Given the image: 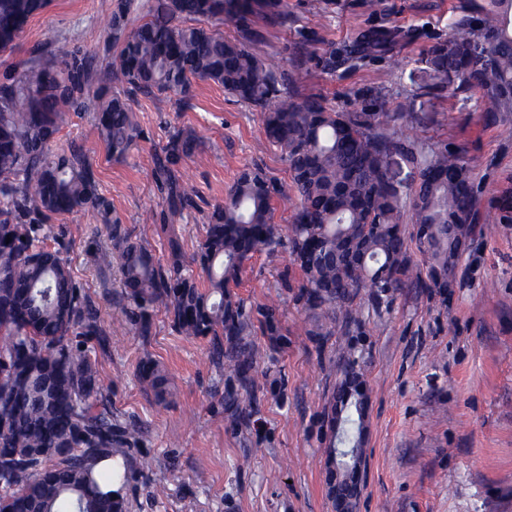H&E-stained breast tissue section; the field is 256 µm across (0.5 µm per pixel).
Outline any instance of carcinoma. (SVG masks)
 <instances>
[{
    "mask_svg": "<svg viewBox=\"0 0 512 512\" xmlns=\"http://www.w3.org/2000/svg\"><path fill=\"white\" fill-rule=\"evenodd\" d=\"M48 0H0V52L12 51L29 19ZM141 10L143 20L130 25ZM477 17L456 24L434 45L429 63L454 73L462 90L482 92L485 112L500 122L512 112V0H482ZM288 26L284 0H115L107 29L118 60L96 66L75 44L51 59L11 72L0 82V512H130L128 466L144 431L112 412L93 354L106 332L91 297L75 280L61 248L48 245L52 221L90 212L104 224L117 254L122 290L114 317L149 333L166 315L182 336L207 341L224 370V411L230 426L257 428L255 375L284 399L285 378L263 369L266 351L288 350L279 305L246 303L234 291L243 265L257 252L288 253L303 274L294 304L308 314L303 333L318 352L328 337H348L336 360V390L324 414L336 446L354 444L364 429L368 394L358 345L367 335V300L379 312L404 291L448 306L456 269L478 226V192L462 152L423 146L397 131L400 112L380 99L339 112L318 96L288 89L281 60L259 51L255 21ZM237 38H224L219 26ZM399 30L360 34L345 50L358 62L389 55ZM195 80L216 83L260 112L269 143L280 150L288 179L244 168L207 214L204 239L186 253L167 237L163 264L112 215L85 149L57 151L60 130L93 112L107 155L126 159L139 137L131 101L172 93L184 102ZM201 145L179 127L153 155L164 193L161 229L199 209L201 195L179 165ZM399 155L420 175L415 186L388 176ZM294 205L287 230L274 223V203ZM499 220L512 223V186L497 198ZM412 232L406 233L404 217ZM414 243L421 260L409 253ZM137 376L157 401L169 395L166 376L143 361ZM246 395L243 400L240 395Z\"/></svg>",
    "mask_w": 512,
    "mask_h": 512,
    "instance_id": "cac0c4a2",
    "label": "carcinoma"
}]
</instances>
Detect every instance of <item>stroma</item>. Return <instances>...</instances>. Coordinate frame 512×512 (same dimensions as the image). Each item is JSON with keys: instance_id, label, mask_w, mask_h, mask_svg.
Here are the masks:
<instances>
[{"instance_id": "obj_1", "label": "stroma", "mask_w": 512, "mask_h": 512, "mask_svg": "<svg viewBox=\"0 0 512 512\" xmlns=\"http://www.w3.org/2000/svg\"><path fill=\"white\" fill-rule=\"evenodd\" d=\"M476 2L287 0V27L256 24L262 50L283 60L291 90L352 112L363 91L383 87L385 110L408 117L404 134L463 148L488 226L461 258L448 307L409 292L369 317L359 512H512V223H499L489 206L512 179V123L488 121L479 93L458 91L456 79L428 62L450 23L472 17ZM114 3L49 0L13 52L0 54V75L45 61L62 40L81 45L95 64L113 61L105 23ZM381 28L407 32L401 67H391L386 56L357 64L334 60L359 32ZM132 109L142 137L125 160L108 159L88 112L62 128L58 140L89 152L115 215L157 260L167 258L166 235L146 217L164 207L152 154L166 144L169 128H195L204 140L180 165L204 202L222 200L247 166L288 175L260 113L215 83L193 82L181 104L171 94L140 95ZM98 224L94 215L78 212L55 219L53 229L64 232L71 272L108 335L97 367L112 410L145 430L140 452L129 460L137 474L128 491L130 512H332L325 481L329 435L321 418L345 339L332 337L319 351L304 336L307 316L289 292L301 284V273L288 268L282 254L261 252L245 264L238 295L249 303L277 300L291 345L271 361L288 379L286 402L258 396L261 429L238 430L224 413V372L211 362L205 340L179 335L161 313L145 336L112 320L109 296L119 291L121 275L108 242L99 244L104 263L94 264L87 253ZM148 359L170 379L168 403L141 388L137 367ZM201 460L207 463L202 482L195 477ZM159 485L166 486L165 497H155Z\"/></svg>"}]
</instances>
